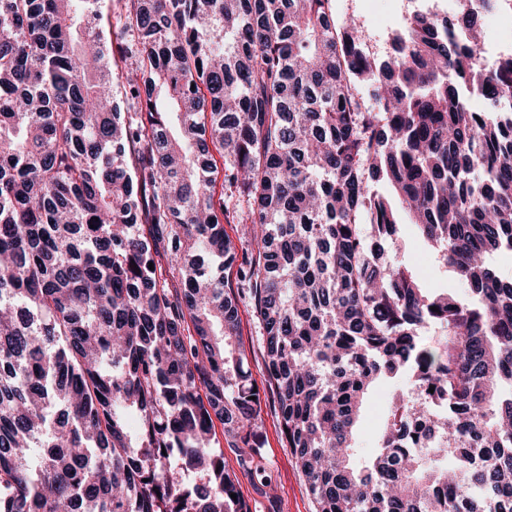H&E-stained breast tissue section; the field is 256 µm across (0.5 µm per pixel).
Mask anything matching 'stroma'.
Returning a JSON list of instances; mask_svg holds the SVG:
<instances>
[{
  "mask_svg": "<svg viewBox=\"0 0 512 512\" xmlns=\"http://www.w3.org/2000/svg\"><path fill=\"white\" fill-rule=\"evenodd\" d=\"M413 9L412 0H336L338 16L355 17L362 27L368 50L379 56L389 50L388 34L400 29ZM386 249L390 257L419 272L422 287L444 288L455 299H469L468 288L459 283L450 271L432 261L414 225H400L394 241L387 243ZM224 280L226 291L240 297L239 349L251 380L260 389L258 421L264 444L259 450L258 461L266 469L270 482L261 485L255 475L242 468L233 438L225 434L223 426L219 425L215 431L218 445L224 450V461L235 473L238 490L249 501L253 512H313L304 477L290 449L285 448L283 443L277 402L268 387L260 328L253 314L248 288L240 282L236 270L225 271ZM407 384V379L403 377L380 382L365 399L356 433L354 454L357 461H364L371 454L394 388Z\"/></svg>",
  "mask_w": 512,
  "mask_h": 512,
  "instance_id": "stroma-1",
  "label": "stroma"
}]
</instances>
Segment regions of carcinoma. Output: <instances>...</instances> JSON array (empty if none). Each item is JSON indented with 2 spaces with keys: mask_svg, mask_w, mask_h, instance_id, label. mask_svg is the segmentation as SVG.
Returning <instances> with one entry per match:
<instances>
[{
  "mask_svg": "<svg viewBox=\"0 0 512 512\" xmlns=\"http://www.w3.org/2000/svg\"><path fill=\"white\" fill-rule=\"evenodd\" d=\"M455 2L380 59L336 0H0V512H252L213 447H262L230 220L315 512H512V50ZM403 220L473 300L388 258ZM408 380L399 377L394 380L380 382L363 403L359 419L357 436V448L354 454L358 462L362 463L372 452L375 440L385 420V414L395 387H407Z\"/></svg>",
  "mask_w": 512,
  "mask_h": 512,
  "instance_id": "obj_1",
  "label": "carcinoma"
}]
</instances>
